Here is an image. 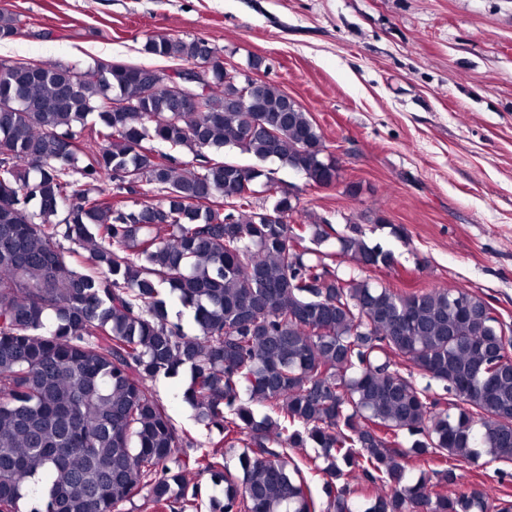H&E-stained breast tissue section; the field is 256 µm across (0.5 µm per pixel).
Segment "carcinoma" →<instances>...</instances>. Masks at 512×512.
Instances as JSON below:
<instances>
[{"label": "carcinoma", "instance_id": "1", "mask_svg": "<svg viewBox=\"0 0 512 512\" xmlns=\"http://www.w3.org/2000/svg\"><path fill=\"white\" fill-rule=\"evenodd\" d=\"M20 30L0 12V41ZM142 52L195 64L219 50L149 36ZM155 77L0 59V512H125L140 494L198 512L193 470L224 484L211 512H512L454 467L434 483L406 473L409 458L512 462V325L465 289L371 282L394 253L349 218L328 252L327 221L294 220L286 194L254 201L268 160L315 186L336 178L283 91L217 70L202 111L180 112L176 91L147 93ZM234 148L258 164L213 157ZM140 183L156 197L129 199ZM93 238L79 271L60 240ZM342 256L356 268L339 270ZM164 289L198 334L170 320ZM182 366L185 400L221 435L192 453L147 385ZM240 442L238 477L224 456ZM307 446L321 449V511L290 455ZM345 467L387 492L354 505Z\"/></svg>", "mask_w": 512, "mask_h": 512}]
</instances>
